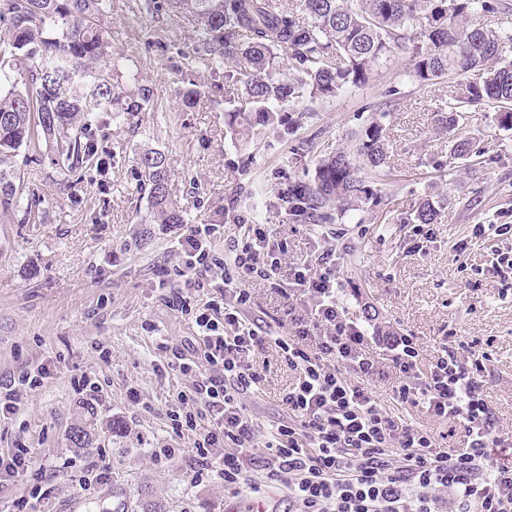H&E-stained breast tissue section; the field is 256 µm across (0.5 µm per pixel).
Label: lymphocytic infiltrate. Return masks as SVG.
<instances>
[{
    "instance_id": "f902f5d3",
    "label": "lymphocytic infiltrate",
    "mask_w": 512,
    "mask_h": 512,
    "mask_svg": "<svg viewBox=\"0 0 512 512\" xmlns=\"http://www.w3.org/2000/svg\"><path fill=\"white\" fill-rule=\"evenodd\" d=\"M223 233L220 224H194L173 243L185 288L171 303L193 314L198 345L175 355L185 384L169 418L173 430L192 433L203 470L232 493L246 486L260 498L285 487L288 512H512V438H503L485 393L486 353L447 339L427 362L416 336L353 320L334 229L311 228L314 252L301 264L287 262L273 225L238 224L220 254ZM256 282L287 300L291 333L249 317ZM189 289L205 295L201 307ZM268 345L296 379L281 394L286 416L264 424L245 399L263 386L251 357ZM388 370L398 377L395 400L461 428V447L438 450L431 431L381 406L366 382ZM255 463L262 478L252 482Z\"/></svg>"
}]
</instances>
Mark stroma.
Instances as JSON below:
<instances>
[{
	"label": "stroma",
	"mask_w": 512,
	"mask_h": 512,
	"mask_svg": "<svg viewBox=\"0 0 512 512\" xmlns=\"http://www.w3.org/2000/svg\"><path fill=\"white\" fill-rule=\"evenodd\" d=\"M102 23L118 60L114 80L127 91L151 86L153 104L131 117H104L112 162L87 166L80 179L55 166L47 146L17 158L25 192L41 203L26 221L0 214V385L38 363L51 374L0 424V452L21 446L33 459L26 474L0 486V512H59L73 498L84 502L83 512H115L117 489L127 512H147L153 502L162 512H224L223 483L195 478L193 436L176 434L167 416L184 380L171 369L157 375L154 366L170 361L172 349L187 348L197 328L193 316L169 306L157 275L177 265L171 243L187 224L211 223L235 200H251L260 222L277 225L289 261L309 258V230L274 206L278 189L311 180L318 160L349 149L385 110L388 165L367 178L371 198L344 214L328 209L325 219L340 231L341 286L359 299L350 313L359 317L361 303H370L387 326L416 336L428 360L449 334L486 351L488 399L512 425V288L475 273L507 240L471 236L476 224H512V129L497 126L491 106L472 105L461 131L479 151L480 166L449 163L434 117L448 86L407 77L410 55L401 52L367 84L305 100L288 131L245 142L231 136L224 118V99L237 90L224 73L240 63L198 62L194 18L151 14L144 0H110ZM185 74L201 92L190 106L178 94ZM150 149L168 159L170 193L186 224L147 221L151 206L139 190L137 161ZM296 151L301 163L284 167L283 157ZM427 199L440 212L424 237L414 215ZM464 238L467 250L457 251ZM253 365L265 382L247 405L266 423L277 419L278 396L294 374L272 346L257 352ZM85 378L98 393L78 391ZM370 387L388 413L433 430L447 448L446 425L395 401L390 382ZM133 389L139 402L129 398ZM78 421L92 434L90 447L69 443ZM157 448L175 454L159 463ZM92 465L103 470L102 480L80 487Z\"/></svg>",
	"instance_id": "35a3bbf8"
}]
</instances>
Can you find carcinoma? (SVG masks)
<instances>
[{
	"instance_id": "carcinoma-1",
	"label": "carcinoma",
	"mask_w": 512,
	"mask_h": 512,
	"mask_svg": "<svg viewBox=\"0 0 512 512\" xmlns=\"http://www.w3.org/2000/svg\"><path fill=\"white\" fill-rule=\"evenodd\" d=\"M159 13L192 14L203 37L195 48L201 61L245 59L248 71L228 78L243 92L227 101L228 124L251 138L283 123L282 112L298 111L306 98L334 96L367 83L396 50L412 48L409 76L421 83L456 81L460 92L437 108V130L452 136L450 156L469 166L480 164L467 139L455 136L472 104L492 102L495 120L512 128V18L499 27L477 21L492 9L490 0H299L290 13L279 0H150ZM109 0H0V210L19 207L16 158L37 139L55 146L54 163L74 175L97 156L100 166L111 154L99 151L91 134L100 112H143L153 90L140 85L127 93L112 82L115 60L107 32L98 19ZM288 53L286 73L281 53ZM482 71L478 83L464 81ZM390 112L383 111L357 143L320 162L311 182L294 181L278 195L293 220L316 224L331 204L344 206L364 192L362 165L377 173L387 163ZM155 224H182L171 198L166 156L146 151L138 159ZM434 202L425 200L415 215L420 224L437 220ZM69 441L91 445L78 423Z\"/></svg>"
}]
</instances>
